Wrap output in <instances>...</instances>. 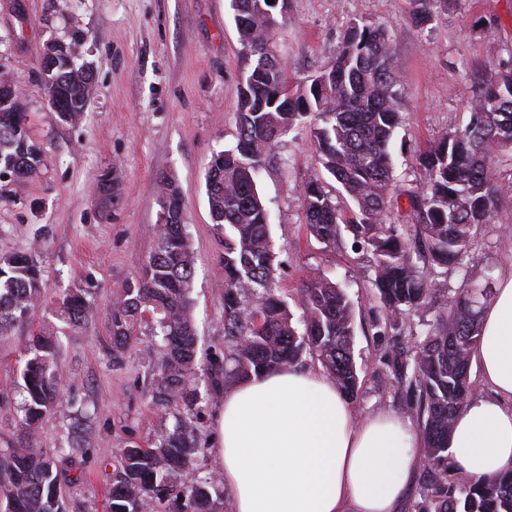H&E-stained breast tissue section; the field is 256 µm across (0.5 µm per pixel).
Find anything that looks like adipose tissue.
<instances>
[{
	"instance_id": "adipose-tissue-1",
	"label": "adipose tissue",
	"mask_w": 512,
	"mask_h": 512,
	"mask_svg": "<svg viewBox=\"0 0 512 512\" xmlns=\"http://www.w3.org/2000/svg\"><path fill=\"white\" fill-rule=\"evenodd\" d=\"M490 392L458 414L449 452L477 480L512 470V270L481 315ZM213 449L234 512H397L419 462L407 418H355L324 371L287 367L224 392Z\"/></svg>"
}]
</instances>
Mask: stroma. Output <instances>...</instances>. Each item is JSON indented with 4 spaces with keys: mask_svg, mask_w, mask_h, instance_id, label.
<instances>
[{
    "mask_svg": "<svg viewBox=\"0 0 512 512\" xmlns=\"http://www.w3.org/2000/svg\"><path fill=\"white\" fill-rule=\"evenodd\" d=\"M409 0H288L274 35L288 81L298 85L328 68L352 21L385 25L395 49L402 123L391 153L397 176L423 184L415 154L449 131L462 129L478 85L512 47V0H452L425 28L409 20ZM231 0H0V71L22 89L30 137L44 150L37 175L0 180V255L38 249L46 301L84 288L97 314L80 333H61L62 400L36 433L45 448L80 434L82 446L66 487L68 512H107L113 464L127 445H147L172 432L176 411L151 403L155 339L143 335L121 361L112 359V293L137 277L155 245L160 207L155 177L173 173L196 252L192 313L199 362L224 354L221 255L209 212L205 170L211 155L235 141L242 47ZM497 17L484 30L481 21ZM85 37L81 64L93 72L81 122L62 123L49 105L40 55L72 33ZM120 168L114 201L94 193L100 175ZM306 132L279 143L258 189L271 214L278 269L274 286L284 296L324 273L347 291L354 310L353 352L363 379L352 403L356 417L380 411L408 415L404 392L380 382V314L372 288L374 257L342 235L326 246L307 237L300 191L320 171ZM512 267V200H504L476 238L470 283L497 288ZM43 313L0 338V448L24 443L19 394L10 386L23 366V349ZM197 385L194 421L200 450L196 477L221 472L212 437L218 400Z\"/></svg>",
    "mask_w": 512,
    "mask_h": 512,
    "instance_id": "1",
    "label": "stroma"
}]
</instances>
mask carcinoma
Instances as JSON below:
<instances>
[{"label":"carcinoma","instance_id":"cac0c4a2","mask_svg":"<svg viewBox=\"0 0 512 512\" xmlns=\"http://www.w3.org/2000/svg\"><path fill=\"white\" fill-rule=\"evenodd\" d=\"M410 2V22L420 28L447 10L449 0ZM285 8L283 0H237L233 7L243 57L235 143L213 154L206 171L208 206L224 248L225 353L204 369L213 397L224 386L297 365L305 354L320 362L347 398L361 389L352 351L353 304L345 289L326 274L304 282L296 292L302 315L295 324L287 300L272 288L270 216L257 178L282 138L305 127L322 168L353 203L342 213L323 178L311 175L301 186L307 232L331 245L344 229L374 256L373 286L382 309L375 327L378 336L392 340L379 363L387 384L405 392L424 442L420 499L412 512H512V472L461 482L449 453L456 416L475 390L470 369L481 334L480 309L491 289L453 291L444 281L428 279L420 266L426 260L432 269L454 267L468 282L474 238L502 201L512 198V180H499L494 167L497 154L512 148V59L495 66L479 88L464 129L446 133L418 156L426 182L405 188L389 153L401 121L402 92L387 28L352 23L332 65L293 89L273 50ZM92 77L91 70L75 66L55 74L47 94L55 98L61 122L81 119ZM26 121L18 97L0 98V179L27 178L42 165V148L28 137ZM118 185L112 168L100 176L98 191L114 197ZM156 193L155 248L140 275L113 293L110 321L116 361L143 330L161 337L152 403L165 411L197 401L190 300L196 253L185 231L175 175L158 173ZM402 196L410 206L408 225L390 222ZM43 301L44 271L36 253L0 256V336L28 321ZM424 308L437 314L414 335L409 358L398 347L399 337L409 316ZM51 314L79 332L91 324L94 311L86 291L71 288ZM57 334V325L46 320L24 349L20 425L31 432L49 420L61 400ZM79 447L77 439L52 452L32 442L0 448V512H67L68 474L59 463L73 464ZM197 452V429L188 412L159 442L120 449L107 491L108 512H149L174 491L190 512H222L223 502L210 492L216 478H194Z\"/></svg>","mask_w":512,"mask_h":512}]
</instances>
